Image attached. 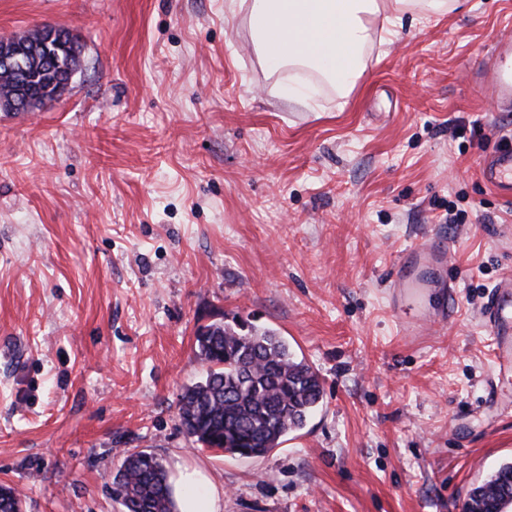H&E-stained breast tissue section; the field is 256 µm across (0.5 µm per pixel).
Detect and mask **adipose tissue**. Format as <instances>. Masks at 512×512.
<instances>
[{
    "label": "adipose tissue",
    "instance_id": "obj_1",
    "mask_svg": "<svg viewBox=\"0 0 512 512\" xmlns=\"http://www.w3.org/2000/svg\"><path fill=\"white\" fill-rule=\"evenodd\" d=\"M259 58L274 71L306 68L349 97L366 70L374 31L397 35L463 0H240ZM178 512H222L224 493L203 470L177 465L170 479Z\"/></svg>",
    "mask_w": 512,
    "mask_h": 512
}]
</instances>
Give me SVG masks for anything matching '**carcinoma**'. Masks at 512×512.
<instances>
[{"mask_svg":"<svg viewBox=\"0 0 512 512\" xmlns=\"http://www.w3.org/2000/svg\"><path fill=\"white\" fill-rule=\"evenodd\" d=\"M58 69L48 66L29 80L31 95H52ZM206 376L185 387L178 416L181 427L203 448L239 459L267 456L289 432L306 426L323 400L320 375L296 359L279 334L252 323H213L196 336ZM512 465L472 491L469 512H489L491 495L505 489ZM122 512H173L168 472L160 458L138 451L124 456L112 478ZM0 512H21L15 489L0 486Z\"/></svg>","mask_w":512,"mask_h":512,"instance_id":"cac0c4a2","label":"carcinoma"}]
</instances>
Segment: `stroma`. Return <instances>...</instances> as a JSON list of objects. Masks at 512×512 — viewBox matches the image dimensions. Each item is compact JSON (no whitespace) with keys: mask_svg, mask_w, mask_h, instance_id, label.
I'll return each instance as SVG.
<instances>
[{"mask_svg":"<svg viewBox=\"0 0 512 512\" xmlns=\"http://www.w3.org/2000/svg\"><path fill=\"white\" fill-rule=\"evenodd\" d=\"M469 2L375 43L344 105L269 69L225 0H0V38L50 24L81 44L59 100L0 111V485L22 512H121L128 451L205 468L223 512H463L512 463V377L490 392L480 317L512 274V199L479 174L512 113L469 79L512 0ZM435 237L455 319L408 341L392 266ZM236 319L324 383L254 461L178 417L207 370L198 328Z\"/></svg>","mask_w":512,"mask_h":512,"instance_id":"stroma-1","label":"stroma"}]
</instances>
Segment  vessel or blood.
I'll list each match as a JSON object with an SVG mask.
<instances>
[{
  "instance_id": "1",
  "label": "vessel or blood",
  "mask_w": 512,
  "mask_h": 512,
  "mask_svg": "<svg viewBox=\"0 0 512 512\" xmlns=\"http://www.w3.org/2000/svg\"><path fill=\"white\" fill-rule=\"evenodd\" d=\"M472 82L491 90L500 111L512 112V35L496 37ZM482 180L512 196V136L502 138L480 170ZM450 244L425 243L405 249L391 274L390 304L403 335L444 323L454 315L455 284L448 276ZM482 321L495 344L496 375L512 376V276L503 277L485 302Z\"/></svg>"
}]
</instances>
